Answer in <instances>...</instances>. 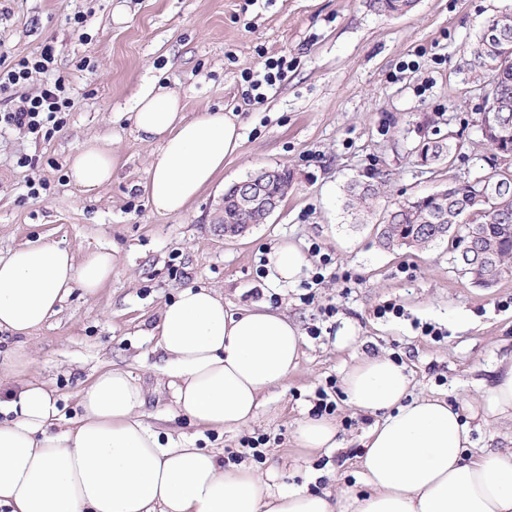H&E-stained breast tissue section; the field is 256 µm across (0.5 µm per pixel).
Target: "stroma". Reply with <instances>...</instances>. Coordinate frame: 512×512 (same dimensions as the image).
<instances>
[{
  "mask_svg": "<svg viewBox=\"0 0 512 512\" xmlns=\"http://www.w3.org/2000/svg\"><path fill=\"white\" fill-rule=\"evenodd\" d=\"M119 5L121 23L113 19ZM507 9L512 0H417L411 12L390 18L369 0H0V49L22 57L56 42L58 71L74 98L51 140L15 129L0 134V257L40 241L82 256L113 249L119 259L95 295L73 288L32 337L1 330L0 361L26 354L27 377L53 388L69 417L95 371L123 368L146 392L151 427L225 458L243 454L277 483L336 494L362 490L357 458L376 415L350 405L339 389L333 419L342 448L307 454L296 428L312 415L319 389L342 382L368 355L405 365L412 396H440L456 407L470 453L511 446L512 420L484 421L481 404L493 367L512 359V273L477 286L456 269L447 242L387 250L375 224L353 223L345 208L354 179L378 176L382 210L487 172L484 92L460 65L489 20ZM77 14L86 18L79 33L68 22ZM282 56L285 79L265 103L246 105L247 76ZM84 58L89 68L78 69ZM156 78L181 97L187 116L221 108L244 126L241 147L214 182L169 216L155 214L141 188L157 146L141 141L131 120L136 93ZM438 132L454 134L459 155L432 173L411 150ZM93 138L111 142L119 166L109 184L86 192L69 182L68 164ZM21 155L30 160L23 168L15 164ZM264 168L288 169L287 197L266 223L225 236V191ZM32 179L48 185L36 199L27 195ZM284 240L307 261L292 285L259 272L260 258ZM323 253L333 262L322 284L306 288ZM345 272L351 283L342 281ZM188 286L216 290L235 310L267 301L306 334L286 386L271 388L240 432L222 435L175 414L153 329L163 305ZM387 301L400 304L403 316H379ZM425 323L441 338L422 335ZM258 436L267 442L257 463L242 442Z\"/></svg>",
  "mask_w": 512,
  "mask_h": 512,
  "instance_id": "35a3bbf8",
  "label": "stroma"
}]
</instances>
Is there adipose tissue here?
Returning a JSON list of instances; mask_svg holds the SVG:
<instances>
[{
	"label": "adipose tissue",
	"instance_id": "ef3b65f1",
	"mask_svg": "<svg viewBox=\"0 0 512 512\" xmlns=\"http://www.w3.org/2000/svg\"><path fill=\"white\" fill-rule=\"evenodd\" d=\"M143 140L157 144L143 190L155 212L183 211L222 171L243 140V126L221 111L187 118L179 95L152 82L134 107ZM119 158L109 144L85 141L68 176L90 191L111 182ZM115 251L84 259L48 242L0 257V330L31 335L73 288L95 294L112 278ZM179 415L227 433L254 418L265 391L298 367L303 336L264 302L230 311L207 288H183L163 306L157 326ZM26 355L0 364V508L7 512H512V450L467 454L469 433L446 400L407 401L403 366L381 356L358 360L343 384L349 401L382 413L360 459L364 492L285 487L245 464L161 438L143 420V386L126 370L96 374L79 394L80 412L59 427L58 400L45 384L20 381ZM484 415L512 419V361L499 363ZM327 417L299 422L298 447H342Z\"/></svg>",
	"mask_w": 512,
	"mask_h": 512
}]
</instances>
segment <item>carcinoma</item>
<instances>
[{
    "mask_svg": "<svg viewBox=\"0 0 512 512\" xmlns=\"http://www.w3.org/2000/svg\"><path fill=\"white\" fill-rule=\"evenodd\" d=\"M370 2L389 17L405 15L416 5V0ZM488 25L503 37L491 43L479 35L464 67L469 80L487 88L480 131L493 151L491 171L474 182L394 203L378 224L379 243L390 250L402 246L423 250L444 239L451 241L461 273L473 274L468 261H479L482 280L477 285L486 288L512 267V10L497 14ZM456 152L451 134L429 139L415 150L428 167L450 162ZM347 192V207L360 222H369L378 204V185L355 182ZM246 220L262 224L267 217L260 211L247 218L233 207L224 210L226 224Z\"/></svg>",
    "mask_w": 512,
    "mask_h": 512,
    "instance_id": "1",
    "label": "carcinoma"
}]
</instances>
